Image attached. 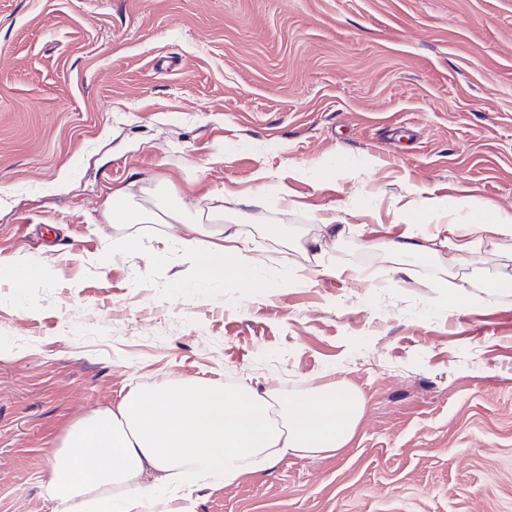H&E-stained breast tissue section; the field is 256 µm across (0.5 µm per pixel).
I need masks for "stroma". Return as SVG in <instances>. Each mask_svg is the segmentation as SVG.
<instances>
[{
    "label": "stroma",
    "mask_w": 512,
    "mask_h": 512,
    "mask_svg": "<svg viewBox=\"0 0 512 512\" xmlns=\"http://www.w3.org/2000/svg\"><path fill=\"white\" fill-rule=\"evenodd\" d=\"M126 188L223 194L288 287L196 280L184 225L102 222ZM429 196L512 214V0H0V261L38 272L0 271V512H56L72 426L189 378L364 402L342 452L193 512H512V296L437 286L512 275V237L455 264L469 215Z\"/></svg>",
    "instance_id": "stroma-1"
}]
</instances>
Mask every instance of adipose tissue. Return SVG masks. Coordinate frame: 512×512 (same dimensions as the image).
I'll return each mask as SVG.
<instances>
[{"mask_svg":"<svg viewBox=\"0 0 512 512\" xmlns=\"http://www.w3.org/2000/svg\"><path fill=\"white\" fill-rule=\"evenodd\" d=\"M129 193H113L103 212L109 224L183 222L184 207L155 198L133 207ZM180 245L202 280L235 283L264 294L244 247L224 243V206L193 214ZM449 301H486L512 292V279L444 282ZM364 410L353 389L329 384L296 396L245 384L180 380L149 388L131 386L116 405L78 421L53 466L49 494L58 512H86L108 500L113 512H143L152 491L184 486L232 485L242 474L287 456L317 458L345 449Z\"/></svg>","mask_w":512,"mask_h":512,"instance_id":"obj_1","label":"adipose tissue"}]
</instances>
